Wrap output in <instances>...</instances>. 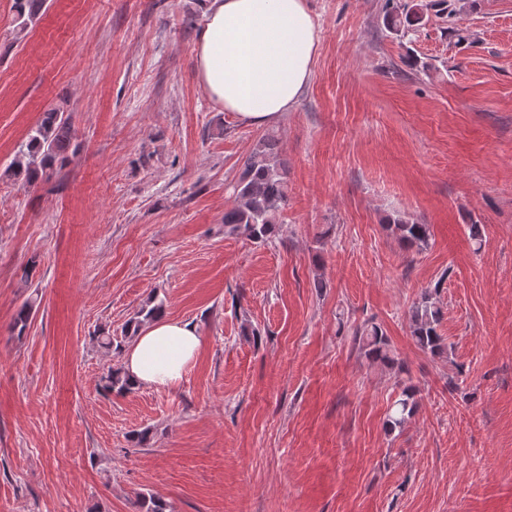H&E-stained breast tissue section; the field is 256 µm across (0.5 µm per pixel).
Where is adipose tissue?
<instances>
[{"instance_id": "obj_1", "label": "adipose tissue", "mask_w": 512, "mask_h": 512, "mask_svg": "<svg viewBox=\"0 0 512 512\" xmlns=\"http://www.w3.org/2000/svg\"><path fill=\"white\" fill-rule=\"evenodd\" d=\"M320 41L307 0H208L194 47L209 100L248 125L276 122L310 85ZM203 338L190 323L159 317L140 330L123 358L135 385L176 387Z\"/></svg>"}]
</instances>
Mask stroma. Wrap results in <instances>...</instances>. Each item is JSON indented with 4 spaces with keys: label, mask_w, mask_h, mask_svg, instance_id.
<instances>
[{
    "label": "stroma",
    "mask_w": 512,
    "mask_h": 512,
    "mask_svg": "<svg viewBox=\"0 0 512 512\" xmlns=\"http://www.w3.org/2000/svg\"><path fill=\"white\" fill-rule=\"evenodd\" d=\"M206 2L48 0L25 25L0 0V512H512V0L408 36L387 0H308L312 81L260 127L198 82ZM55 109L68 160L10 176ZM268 135L287 191L259 244L224 213ZM427 290L442 355L410 331ZM153 298L196 326L197 359L174 389L103 396ZM366 322L399 368L360 352ZM391 230L409 248L422 250L428 246L430 236L428 225L398 221L392 224ZM416 407L415 391L412 386H406L402 389L400 398H398L392 408H395L387 419V425L395 429L401 427L414 413Z\"/></svg>",
    "instance_id": "stroma-1"
}]
</instances>
